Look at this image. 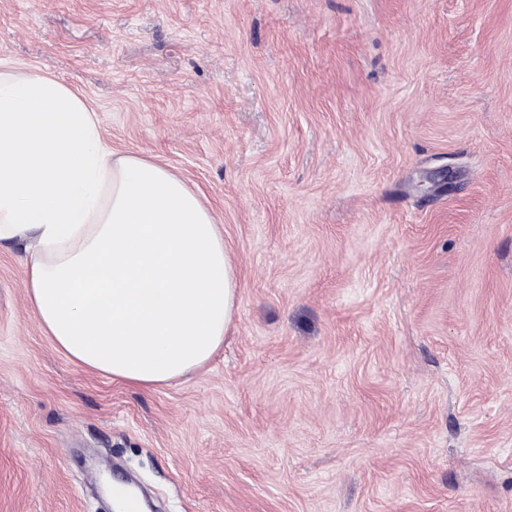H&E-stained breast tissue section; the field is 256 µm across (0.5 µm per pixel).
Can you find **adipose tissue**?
<instances>
[{
    "mask_svg": "<svg viewBox=\"0 0 512 512\" xmlns=\"http://www.w3.org/2000/svg\"><path fill=\"white\" fill-rule=\"evenodd\" d=\"M28 243L35 317L74 360L168 384L207 363L238 276L211 211L162 165L107 146L70 88L0 72V241Z\"/></svg>",
    "mask_w": 512,
    "mask_h": 512,
    "instance_id": "ef3b65f1",
    "label": "adipose tissue"
}]
</instances>
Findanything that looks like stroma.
I'll use <instances>...</instances> for the list:
<instances>
[{
  "mask_svg": "<svg viewBox=\"0 0 512 512\" xmlns=\"http://www.w3.org/2000/svg\"><path fill=\"white\" fill-rule=\"evenodd\" d=\"M238 273L168 385L72 360L0 243V512H512V0H0ZM452 184L432 174L439 157Z\"/></svg>",
  "mask_w": 512,
  "mask_h": 512,
  "instance_id": "stroma-1",
  "label": "stroma"
}]
</instances>
